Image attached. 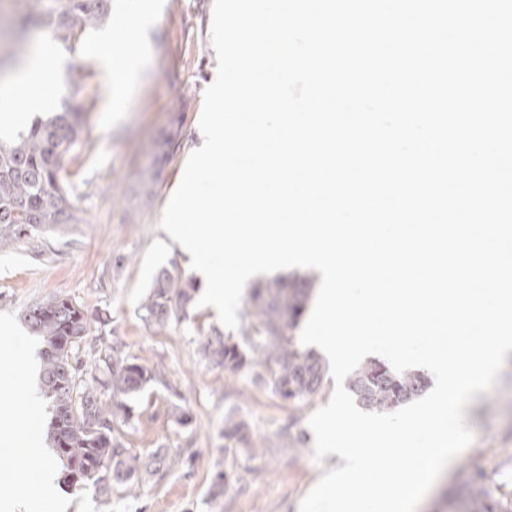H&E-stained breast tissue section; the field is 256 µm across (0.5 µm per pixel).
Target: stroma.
I'll return each instance as SVG.
<instances>
[{"label":"stroma","instance_id":"35a3bbf8","mask_svg":"<svg viewBox=\"0 0 512 512\" xmlns=\"http://www.w3.org/2000/svg\"><path fill=\"white\" fill-rule=\"evenodd\" d=\"M152 2L157 13L149 32V63L126 112H109L106 78L82 55L95 29L60 46L68 62L48 89L55 111L85 114L79 144L62 158L81 221L0 251V324L10 327L0 334V415L19 422L34 412L22 399L25 373L18 360L43 340L25 323L26 309L66 296L89 317L108 319L103 338L82 345L88 368L97 366L101 348L118 343L139 363L163 373V381L130 400L129 419H116L113 429L141 458L168 449L172 465L143 474L138 485H113L106 496L94 481L76 485L62 476L44 489L22 468L15 449L0 443V499L23 498L37 488L36 512H298L335 464L329 457L315 460L308 424L312 413L328 404L333 378L297 412L267 391L266 367L233 377L204 357L205 337L219 324L212 308L192 306L188 320L162 330L142 317L141 304L160 270L194 279L187 258L165 239L160 220L196 143L204 91L216 66L207 25L212 0ZM177 114L179 146L151 200L142 201L152 146ZM176 404L191 415L190 425L174 420ZM230 416L248 424L250 447L225 440L224 420ZM465 424L473 433L471 445L447 466L417 512H446L445 493L475 474L487 477L488 488L512 496V358L496 386L466 407ZM220 472L227 481L217 492L212 483Z\"/></svg>","mask_w":512,"mask_h":512}]
</instances>
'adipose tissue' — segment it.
<instances>
[{"label": "adipose tissue", "mask_w": 512, "mask_h": 512, "mask_svg": "<svg viewBox=\"0 0 512 512\" xmlns=\"http://www.w3.org/2000/svg\"><path fill=\"white\" fill-rule=\"evenodd\" d=\"M153 22L152 13L144 9L117 15L111 28L86 46L88 58L108 79L111 111H126L131 104L132 90L144 71L147 35ZM65 63L51 36H44L36 57L10 83L6 107L13 114L12 127L22 126L30 113L52 105V96L43 88Z\"/></svg>", "instance_id": "ef3b65f1"}]
</instances>
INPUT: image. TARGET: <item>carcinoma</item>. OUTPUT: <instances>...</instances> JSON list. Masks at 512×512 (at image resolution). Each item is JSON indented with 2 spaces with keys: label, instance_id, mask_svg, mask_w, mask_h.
Returning <instances> with one entry per match:
<instances>
[{
  "label": "carcinoma",
  "instance_id": "obj_1",
  "mask_svg": "<svg viewBox=\"0 0 512 512\" xmlns=\"http://www.w3.org/2000/svg\"><path fill=\"white\" fill-rule=\"evenodd\" d=\"M41 25L62 42L77 39L85 29L103 23L112 0H27ZM82 113L66 111L37 120L9 145L0 144V250L44 227L79 224L75 206L61 176V159L80 139ZM178 144L173 126L158 144L163 164ZM313 277L276 278L254 289L242 327L246 344L213 328L202 346L204 357L231 375L247 374L257 366L270 367L265 385L271 394L299 410L322 388L326 368L310 351L296 347L293 333L307 311ZM196 287L169 270H161L142 304L144 318L162 328L189 317ZM25 320L43 338L42 382L53 398L50 437L73 482L99 478L101 493L112 483L141 480L144 470L159 471L169 465L168 453L159 448L149 462L112 437L113 420L129 418L127 401L157 380L158 372L123 353L114 345L99 357L98 373L84 370L80 343L92 331L102 332L107 320L90 321L86 312L67 297H53L29 306ZM75 337L67 349L60 337ZM428 387L419 370L394 372L385 362L371 360L350 376L348 388L365 409L394 411L421 396ZM112 392V406L100 399V389ZM102 436L93 438L89 426ZM112 468L110 480L100 473ZM448 512H512V499L497 497L477 475L448 497Z\"/></svg>",
  "mask_w": 512,
  "mask_h": 512
}]
</instances>
